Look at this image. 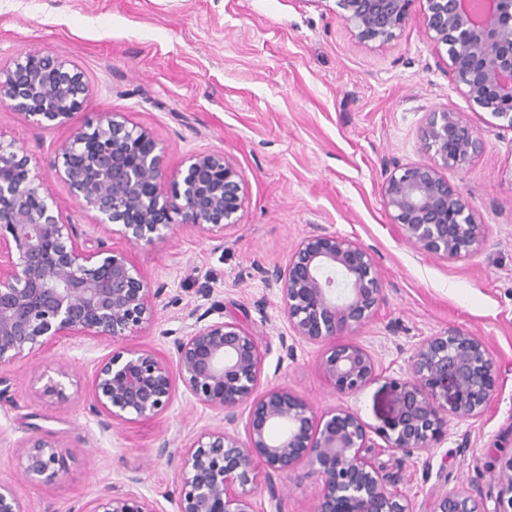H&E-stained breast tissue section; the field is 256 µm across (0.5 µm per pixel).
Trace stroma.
I'll list each match as a JSON object with an SVG mask.
<instances>
[{
	"mask_svg": "<svg viewBox=\"0 0 512 512\" xmlns=\"http://www.w3.org/2000/svg\"><path fill=\"white\" fill-rule=\"evenodd\" d=\"M34 51L61 55L88 92L69 124L41 128L0 104V138L22 147L43 174L42 195L76 224L80 249L105 243L125 252L161 294L153 317L123 339L170 359V337L198 314L235 320L263 352L261 387L279 385L316 411L341 407L371 427L377 462L396 473L413 512L467 489L493 512V475L512 457V130L476 107L448 75L445 58L413 9L395 39L362 42L335 0H0V66ZM460 113L482 147L447 172L485 232L483 247L455 259L420 252L393 230L383 205L386 171L427 161L420 132L428 112ZM101 112L122 114L164 151L167 178L192 154L231 158L243 171L245 203L235 226L206 236L175 227L158 244L132 245L96 224L51 170L59 145ZM319 233L356 240L372 254L383 299L353 342L377 362L375 378L339 394L318 367L321 345L295 337L278 287L263 272L286 268L298 243ZM461 329L480 336L494 363L492 395L474 419L449 418L431 447L405 457L384 450L393 384L405 379L428 338ZM112 340L81 333L50 339L0 365V482L27 512H76L119 487L176 512L174 458L221 416L178 394L167 411L102 432L88 410L98 360ZM68 372L65 397L42 396L37 373ZM62 439L68 473L42 485L22 473L23 438ZM169 439L171 458L155 450ZM322 486L295 468L270 499L265 476L252 497L259 512H311Z\"/></svg>",
	"mask_w": 512,
	"mask_h": 512,
	"instance_id": "1",
	"label": "stroma"
}]
</instances>
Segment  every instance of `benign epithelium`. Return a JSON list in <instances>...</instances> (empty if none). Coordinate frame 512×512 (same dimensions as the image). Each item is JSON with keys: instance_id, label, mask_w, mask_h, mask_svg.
Segmentation results:
<instances>
[{"instance_id": "1", "label": "benign epithelium", "mask_w": 512, "mask_h": 512, "mask_svg": "<svg viewBox=\"0 0 512 512\" xmlns=\"http://www.w3.org/2000/svg\"><path fill=\"white\" fill-rule=\"evenodd\" d=\"M336 13L362 42L397 36L416 3L427 36L446 48L448 74L477 107L512 129V0H335ZM33 70L26 61L0 69V103L41 126L67 124L87 88L59 56L43 53ZM421 140L427 162L397 168L384 179L382 201L402 237L420 251L457 258L479 250L482 226L460 189L442 174L462 169L481 148L479 131L448 109L427 113ZM51 168L78 204L99 224H117L134 245L164 240L175 217L202 234L238 222L245 176L228 157L197 153L180 176L166 182L164 160L150 134L119 114L105 112L77 128ZM0 364L20 359L65 333L117 341L154 313L160 291L144 283L125 253L107 246L84 251L75 225L54 211L39 191L42 173L16 144L0 141ZM279 287L294 335L324 347L319 367L339 392L362 388L377 371L374 357L356 343H338L359 331L379 305L382 283L374 259L356 241L336 234L303 239L288 266L267 273ZM196 317L190 332L173 339L168 362L146 348H119L98 362L91 411L104 431L129 415H157L183 388L199 404L224 413L179 456L181 491L176 512H259L249 486L255 464L267 469L270 496L297 466L315 468L322 491L313 512H413L396 479L372 458L370 426L352 412L321 415L275 386L258 393L262 352L256 336L236 321ZM494 365L478 336L453 330L417 349L410 376L394 384L393 419L381 435L386 447L409 457L430 447L448 416L480 415L492 391ZM68 373L49 377L43 395L66 396ZM441 384L453 388L448 407L434 399ZM248 406L246 439L235 434L237 408ZM24 475L53 484L66 473L62 440L31 435L23 441ZM494 512H512V457L494 476ZM0 512H26L13 489L0 483ZM80 512H163L157 500L118 489L99 495ZM432 512H479L465 489L438 498Z\"/></svg>"}]
</instances>
